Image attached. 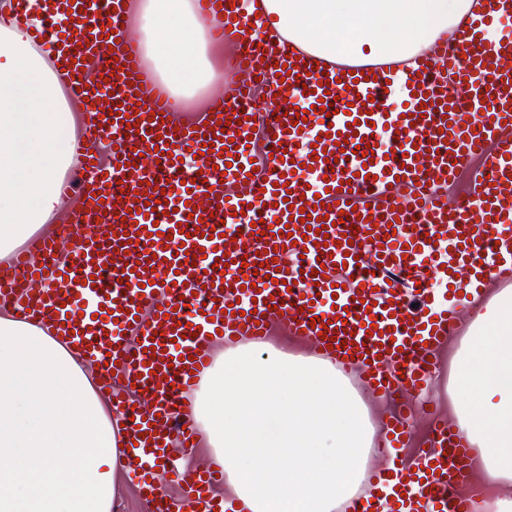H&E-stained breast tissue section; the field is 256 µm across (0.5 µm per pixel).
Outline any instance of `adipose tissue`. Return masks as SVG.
Wrapping results in <instances>:
<instances>
[{"label":"adipose tissue","instance_id":"1","mask_svg":"<svg viewBox=\"0 0 512 512\" xmlns=\"http://www.w3.org/2000/svg\"><path fill=\"white\" fill-rule=\"evenodd\" d=\"M490 0H248L274 38L320 63H394L403 85L415 57ZM150 65L175 94L211 78V21L193 0H139ZM76 118L55 75L23 35L0 25V259L65 205L58 190ZM455 357L449 390L486 480L512 512V290L480 306ZM100 373L46 322L0 315V512H111L131 476L121 425ZM192 408L209 458L250 512H336L362 482L378 437L363 398L335 364L241 344L219 355Z\"/></svg>","mask_w":512,"mask_h":512}]
</instances>
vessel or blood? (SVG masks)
<instances>
[{
  "label": "vessel or blood",
  "instance_id": "1",
  "mask_svg": "<svg viewBox=\"0 0 512 512\" xmlns=\"http://www.w3.org/2000/svg\"><path fill=\"white\" fill-rule=\"evenodd\" d=\"M496 2L416 57L404 116L389 107L383 68L366 81L346 65L315 70L290 43L271 44L269 19L245 16L241 0H196L214 37L239 45V78L184 119L145 65L133 0H0V16L49 49L79 114L74 170L61 184L70 204L56 218L69 231L15 254L0 271V309L48 321L99 368L125 445L140 450L154 512H246L213 497L223 472L160 461L197 443L185 399L213 346L261 344L276 326L383 408L379 430L395 457L370 469L342 512H476L464 492L475 452L431 389L461 307L490 283L512 288V0ZM287 63L296 71L286 76ZM105 75L114 94L104 109ZM258 82L281 98L278 112L251 106ZM257 130L271 156L255 166ZM480 157L470 197L449 204L448 185ZM171 482L184 493L169 495Z\"/></svg>",
  "mask_w": 512,
  "mask_h": 512
}]
</instances>
